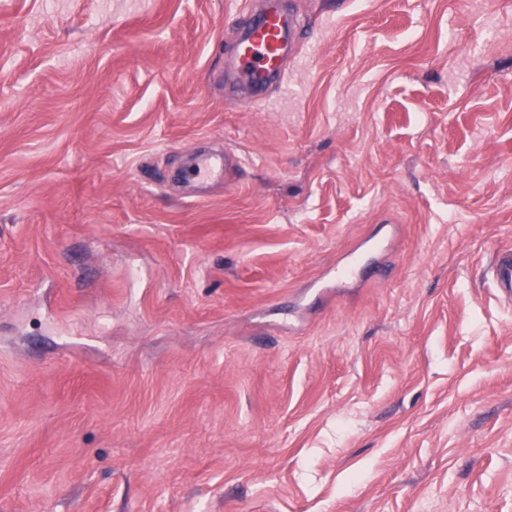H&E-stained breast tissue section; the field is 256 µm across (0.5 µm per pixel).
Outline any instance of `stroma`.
I'll list each match as a JSON object with an SVG mask.
<instances>
[{
	"mask_svg": "<svg viewBox=\"0 0 512 512\" xmlns=\"http://www.w3.org/2000/svg\"><path fill=\"white\" fill-rule=\"evenodd\" d=\"M283 3L0 0V512H512V0ZM294 22L269 1L259 13L238 48L241 70L255 100L268 85L280 84L286 75V51ZM237 164L238 159L234 153L199 154L196 157L193 176L200 180H224L225 184ZM491 272L501 299L512 302V252L501 254L491 267ZM354 252L347 253L344 258L336 262V286L341 285L345 279L360 280L364 274L377 276L382 272L383 266L372 258L364 257L361 262H355Z\"/></svg>",
	"mask_w": 512,
	"mask_h": 512,
	"instance_id": "35a3bbf8",
	"label": "stroma"
}]
</instances>
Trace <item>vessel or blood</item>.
Instances as JSON below:
<instances>
[{
  "mask_svg": "<svg viewBox=\"0 0 512 512\" xmlns=\"http://www.w3.org/2000/svg\"><path fill=\"white\" fill-rule=\"evenodd\" d=\"M294 34V22L284 15L275 0H268L238 48L241 70L253 92H262L268 85L282 83L286 75L287 45ZM238 159L233 153L201 154L195 162L193 175L200 180H228ZM383 267L372 258L354 261L345 256L336 264L337 280L361 279L363 275H379ZM493 281L502 300L512 302V252L501 254L491 268Z\"/></svg>",
  "mask_w": 512,
  "mask_h": 512,
  "instance_id": "1",
  "label": "vessel or blood"
}]
</instances>
